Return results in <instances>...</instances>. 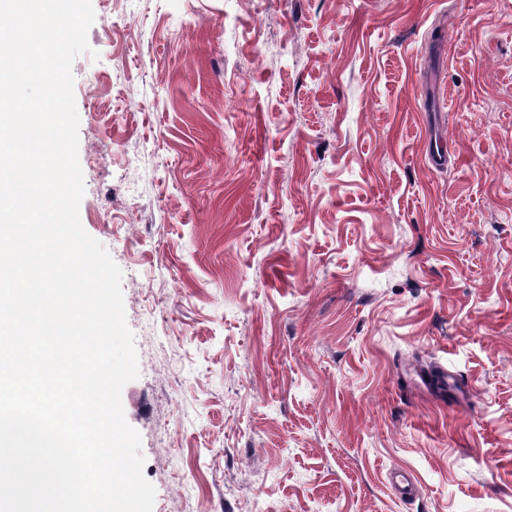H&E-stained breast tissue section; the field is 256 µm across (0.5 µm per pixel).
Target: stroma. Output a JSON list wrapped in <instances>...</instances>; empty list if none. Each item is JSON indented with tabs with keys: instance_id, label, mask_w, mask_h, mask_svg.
Segmentation results:
<instances>
[{
	"instance_id": "obj_1",
	"label": "stroma",
	"mask_w": 512,
	"mask_h": 512,
	"mask_svg": "<svg viewBox=\"0 0 512 512\" xmlns=\"http://www.w3.org/2000/svg\"><path fill=\"white\" fill-rule=\"evenodd\" d=\"M92 6L79 214L153 512H512V0Z\"/></svg>"
}]
</instances>
